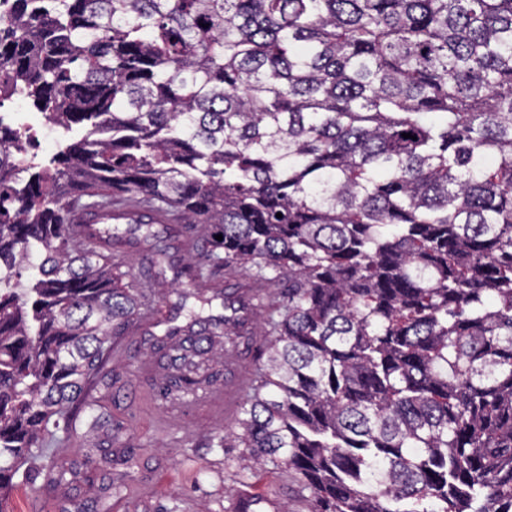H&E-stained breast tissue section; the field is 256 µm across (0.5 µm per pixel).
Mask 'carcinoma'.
Instances as JSON below:
<instances>
[{
  "mask_svg": "<svg viewBox=\"0 0 512 512\" xmlns=\"http://www.w3.org/2000/svg\"><path fill=\"white\" fill-rule=\"evenodd\" d=\"M2 3L0 109L85 133L38 161L0 118L1 491L139 314L66 228L130 196L196 230L189 279L288 280L220 437L243 470L295 473L308 512H512V0ZM224 310L210 345L266 322ZM169 339L161 390L193 393L204 350Z\"/></svg>",
  "mask_w": 512,
  "mask_h": 512,
  "instance_id": "obj_1",
  "label": "carcinoma"
}]
</instances>
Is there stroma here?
Listing matches in <instances>:
<instances>
[{
    "label": "stroma",
    "mask_w": 512,
    "mask_h": 512,
    "mask_svg": "<svg viewBox=\"0 0 512 512\" xmlns=\"http://www.w3.org/2000/svg\"><path fill=\"white\" fill-rule=\"evenodd\" d=\"M140 224L133 233L128 222H112L98 251L120 264L124 284L143 289L146 305L164 318L147 326L136 317L116 330L61 447L14 476L6 512H236L244 494L256 512H307L293 474L272 467L243 472L246 448L218 445L225 431L237 429L242 403L256 387L268 356L261 337H219L227 353L218 362L203 359L207 381L197 394L157 392L168 362L155 346L168 328L187 323L175 306L179 293L211 297L228 286L249 292L252 272L188 282L178 271L183 257L203 250L196 232L147 216Z\"/></svg>",
    "instance_id": "1"
}]
</instances>
